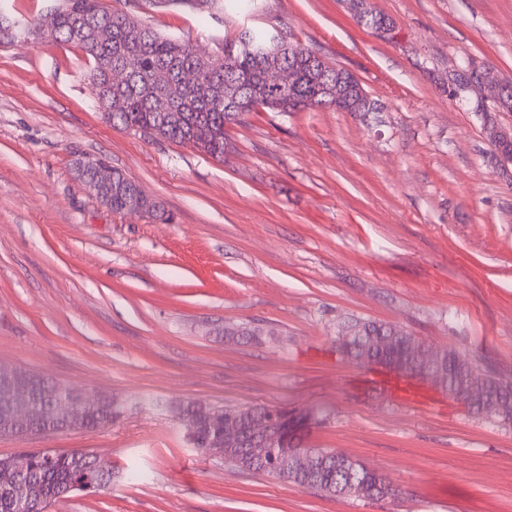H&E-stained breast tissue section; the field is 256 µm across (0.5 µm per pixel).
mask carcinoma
<instances>
[{
	"mask_svg": "<svg viewBox=\"0 0 512 512\" xmlns=\"http://www.w3.org/2000/svg\"><path fill=\"white\" fill-rule=\"evenodd\" d=\"M159 7H184L199 13L210 12L228 4L240 12L255 10L256 0H153ZM351 11L367 14L364 26L373 29L389 19L375 11L369 0H349ZM111 29V39L98 43L93 30ZM15 39L34 42H63L79 48L93 60L90 72L93 103L103 119L114 127L133 132L143 140L165 139L191 145L216 160L224 159L226 127L241 124L246 116L259 109L267 112H302L315 107L333 108L339 112L367 115L382 108L350 72L318 59L309 61L310 48L287 42L277 29L243 28L233 38L224 40L212 56L202 61L190 46L172 36L158 32L148 22L112 10L105 0H55L52 24L41 25V16L17 18L0 6V43ZM291 68L294 83L286 89L271 82L273 73ZM193 71L196 80L182 84L181 74ZM497 80L478 90L468 84L457 88L453 98L460 104L481 100V106L470 111L489 109L512 112V86L502 91ZM100 201L115 212L125 210L136 199L146 211L168 220L160 202L147 197L139 184L123 171L112 170V183L103 188ZM356 335L365 339L385 336L393 341L392 356L403 352L405 337L395 327L374 321L349 324ZM457 375L475 377L482 382L486 403L494 410L478 405L474 411L504 423L512 421V387H503L494 372L469 361ZM32 410L23 424L12 418L3 399L7 391L0 380V435L20 431L51 435L70 428L64 418L55 415L57 384L40 378L32 382ZM120 407L112 406V398H103L100 408L84 409L80 425L101 428L119 415ZM184 410L191 421L195 447L224 432L221 407L189 402ZM224 465L272 475L282 481L303 485L300 476L313 473V488L330 496L356 499H384L394 494L392 483L366 463L346 455L315 448L307 461L281 463V457L266 454L249 456L242 444L224 445ZM23 480L37 487L45 505L61 497L57 488L69 482L101 480L112 482V460L98 458L89 451L60 452L53 457L35 455Z\"/></svg>",
	"mask_w": 512,
	"mask_h": 512,
	"instance_id": "carcinoma-1",
	"label": "carcinoma"
}]
</instances>
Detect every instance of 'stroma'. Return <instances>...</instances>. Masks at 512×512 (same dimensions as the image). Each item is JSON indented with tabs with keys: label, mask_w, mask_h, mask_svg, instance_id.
Instances as JSON below:
<instances>
[{
	"label": "stroma",
	"mask_w": 512,
	"mask_h": 512,
	"mask_svg": "<svg viewBox=\"0 0 512 512\" xmlns=\"http://www.w3.org/2000/svg\"><path fill=\"white\" fill-rule=\"evenodd\" d=\"M209 53L283 26L353 73L377 125L328 108L254 112L223 160L147 142L93 105L91 64L63 43L0 45V363L123 405L111 425L22 448L108 456L111 487L48 512H512V424L441 391L421 407L336 350L349 320L388 322L512 384V163L446 80L472 59L512 82V0H259L213 16L109 0ZM121 169L168 214L117 213L75 161ZM267 405L313 419L305 448L384 473L398 500L323 494L225 466L177 408ZM349 8L353 12L358 11L361 8V16L363 13H367V18L364 23V26L367 29L373 30V27H375L379 23H385V22L386 23L388 22L389 27L391 24L393 26V23L387 17H385L384 15L375 11L371 7L369 1H367V0H351V1H349ZM361 16L358 18L360 22H362ZM389 27L384 26L377 32H379L380 34H388V32L385 30L388 29Z\"/></svg>",
	"instance_id": "35a3bbf8"
}]
</instances>
